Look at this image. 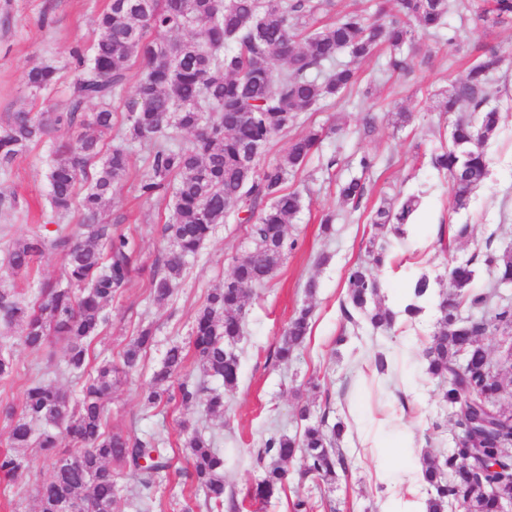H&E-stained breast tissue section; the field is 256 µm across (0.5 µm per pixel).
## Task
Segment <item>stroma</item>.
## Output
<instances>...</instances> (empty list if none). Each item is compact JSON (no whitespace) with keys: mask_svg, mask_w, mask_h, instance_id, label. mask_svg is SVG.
I'll return each mask as SVG.
<instances>
[{"mask_svg":"<svg viewBox=\"0 0 512 512\" xmlns=\"http://www.w3.org/2000/svg\"><path fill=\"white\" fill-rule=\"evenodd\" d=\"M438 35L417 34L409 53L412 62L403 72L387 73L388 55L379 52L359 66V82L336 103L301 113L297 124L274 136L265 147L261 164L276 163L290 141L310 126L324 130L323 141L308 161L290 177L287 186L303 194V208L287 226L289 244L274 276L257 288L246 305L244 333L236 348L241 376L237 387L224 394V414L207 416L203 402L184 406L173 401L154 408L143 404L151 374L174 343L187 344L195 312L212 289L223 286L237 261L248 251V225L228 219L216 225L198 254L189 259L170 300L156 304L149 280L156 259L170 244L162 234L171 221L170 200L139 198L137 176L145 166L146 152L139 144H126L130 174L114 190L110 212L120 228L131 235L138 249L140 275L116 293L106 307L108 326L92 343L94 357L120 364L124 347L140 327L152 326L154 343L137 373L114 384L106 409L107 428L125 435H154L169 449L175 471L156 490L162 512H183L189 487L183 486L180 469L187 461L179 423L197 421L224 457V482L233 495L236 512H291L297 496L312 497L316 512H379V501L406 467L416 465L421 453L447 452L457 429L442 400L443 385L426 372L422 357L439 313L428 306L416 325L397 323L388 332L368 324L353 327L344 317L347 272L361 259L374 233L370 213L381 198L397 193L421 195L423 206L413 227L422 246L412 242L395 245V269L381 275L383 293L392 308H400L409 277L419 271L447 281L448 267L457 259H473L474 288L489 280L481 256L486 247L497 253L512 251V23L483 21L485 0H456ZM109 0H0V127L10 113L29 109L43 112L63 100L68 82H61L43 99H33L24 84V74L33 66H67L76 46H90L96 37V17ZM495 52L503 58L493 75L489 106L501 114L500 129L487 146L490 176L475 194L468 209L455 212L449 206V183L430 166L431 154L447 144L453 115L436 108L437 96L452 83L465 78L476 56ZM411 112L408 124L393 122L395 109ZM372 115V128H365V115ZM53 137L31 146L5 170H0V284L22 298L35 300L46 284L65 286L60 257L45 254L28 273L15 275L7 267V252L18 238L48 235L58 222L76 224L77 213L58 218L48 204L46 178ZM369 155V171L357 165L360 155ZM340 163L327 167L330 156ZM362 177L366 194L359 205L341 203V182ZM336 215L332 235L321 232L323 214ZM467 224L471 237L442 246V229ZM318 288L307 294L308 279ZM312 306L310 333L296 355L277 362L276 347L290 318L303 306ZM347 335L348 345L336 343ZM0 347L10 353L14 372L0 379V450L9 447V422L5 407L21 409L29 384L41 380L77 393L80 382L65 374L63 343L45 349H28L17 331L0 325ZM384 354L401 363L404 384L393 386L375 376L355 383L356 357L374 360ZM328 413L344 422L380 416L388 408L404 410L415 433L412 451L395 457L390 449L361 444L355 434L342 441L348 469L336 484L317 485L305 475L299 461L288 462V482L267 501L253 500L249 487L263 472L260 458L264 441L271 436L301 433L298 414L302 407ZM25 466L15 476L0 478V512H38L36 490L52 475L50 461L39 448L20 451ZM386 472L387 481L375 479Z\"/></svg>","mask_w":512,"mask_h":512,"instance_id":"obj_1","label":"stroma"}]
</instances>
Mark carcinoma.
Returning <instances> with one entry per match:
<instances>
[{
  "label": "carcinoma",
  "instance_id": "1",
  "mask_svg": "<svg viewBox=\"0 0 512 512\" xmlns=\"http://www.w3.org/2000/svg\"><path fill=\"white\" fill-rule=\"evenodd\" d=\"M333 0H109L97 17L98 37L88 48L76 47L71 89L61 109L11 114L0 130V169L57 132L48 164L49 204L56 213L76 206L82 221L74 228L60 227L50 236L19 240L8 251L15 273L28 271L51 252L61 255L68 286H45L29 305L9 288L0 289V318L22 328V340L39 351L54 339L67 345V368L84 378L79 397L71 401L63 389L43 382L31 384L20 413L3 409L12 421L10 447L40 448L53 461V478L37 492L40 512H58L66 499L78 512H112L116 482L112 464L128 467L138 478L140 512H155L156 487L172 467L168 449L151 435L123 436L106 430L105 407L114 377L138 371L154 342L153 329L143 327L122 354V366L104 359L86 373L91 345L107 317L106 302L140 273L133 239L112 230L107 220L112 191L127 176L129 153L121 145L103 151L104 137L112 134V99L128 81L130 62L141 64L132 101L128 103L125 138L149 153L138 179L139 196L152 200L172 197L173 220L163 232L170 251L163 268L152 272L151 294L157 303L173 294L188 259L195 257L214 226L233 216L250 225L252 247L234 266L224 286L210 294L193 319L190 348L174 343L161 365L152 372L144 404L155 407L175 398L189 405L202 386L172 381L193 353L205 378L221 382L206 400L211 414L224 413V390L236 387L240 359L236 351L244 327L246 302L256 288L276 272L287 246V224L302 206L299 190L286 187L288 176L318 149L321 129L309 128L292 139L282 158L261 166H245V154L265 146L276 134L323 101H336L357 83L355 64L381 45L391 49L389 67L403 70L404 47L416 29L436 32L446 25L448 0H397V15L380 23L359 9L340 13L331 24L314 26L328 13ZM484 19L494 24L512 20V0H493ZM345 52L348 60L338 59ZM280 57L285 68L272 61ZM501 57L476 59L465 79L453 84L439 101L442 112L458 113L448 145L430 159L432 168L448 178L449 205L458 212L489 175L486 145L497 132L501 113L483 108L490 95V74ZM60 80L56 67L43 64L28 70L26 84L35 97ZM478 111L474 118L461 114L464 105ZM94 105L96 110L88 111ZM174 133L190 135L184 145H168ZM365 195L361 179L342 182V203L358 205ZM421 205L415 193L383 198L370 223L377 234L369 241L363 260L349 269L344 313L354 326L364 321L375 330L394 328L398 317L416 321L426 304L436 301L437 326L423 349L428 374L446 383L443 401L456 427H464V441L447 455L426 454L420 460L428 492V512H500L512 499L509 464L499 472L477 467L502 454L512 443V404L505 402L502 366L492 363L480 341L487 328L512 330V300L500 296L512 283V252L488 251L484 263L487 288H473L474 258L448 268V290L426 272L408 283L410 299L398 312L382 296L380 272L392 265L389 237L403 239ZM312 310L306 306L290 320L275 351L288 361L305 342ZM304 422L299 435L267 439L262 453L268 462L254 486L256 498L266 500L287 478L283 463L300 458L305 473L325 482L336 481L346 470L340 448L347 427L327 414L300 411ZM62 426L83 447L67 460L57 453V440L47 430ZM182 447L191 467L182 472L185 483L203 492V501L191 500L184 512L201 506L208 512L224 509V459L204 435L183 421ZM23 458L0 453V473L11 476Z\"/></svg>",
  "mask_w": 512,
  "mask_h": 512
}]
</instances>
